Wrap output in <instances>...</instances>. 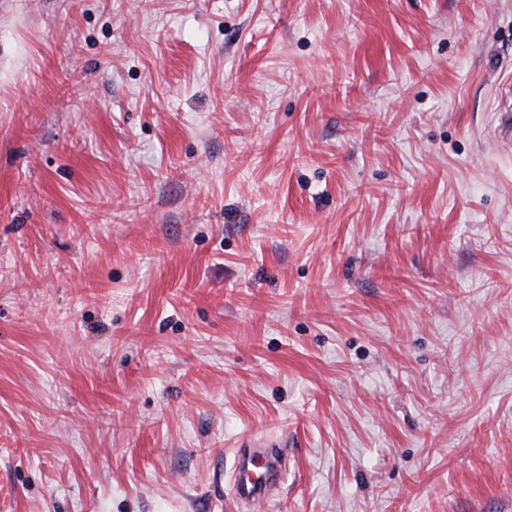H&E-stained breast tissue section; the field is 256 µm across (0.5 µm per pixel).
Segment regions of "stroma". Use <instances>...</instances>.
I'll return each mask as SVG.
<instances>
[{
  "label": "stroma",
  "instance_id": "stroma-1",
  "mask_svg": "<svg viewBox=\"0 0 512 512\" xmlns=\"http://www.w3.org/2000/svg\"><path fill=\"white\" fill-rule=\"evenodd\" d=\"M512 0H0V512H512ZM507 101V108L501 109L503 99ZM512 103H511V82H504L500 88L498 98L497 122L492 130V137L497 141H508L512 143ZM240 459L241 481L238 488L240 499H256L264 496L268 488L279 480L282 469L280 454L277 448H266L264 461L260 465L254 462V455L246 448L237 452ZM251 464L256 470L250 469ZM263 469V471H259Z\"/></svg>",
  "mask_w": 512,
  "mask_h": 512
}]
</instances>
